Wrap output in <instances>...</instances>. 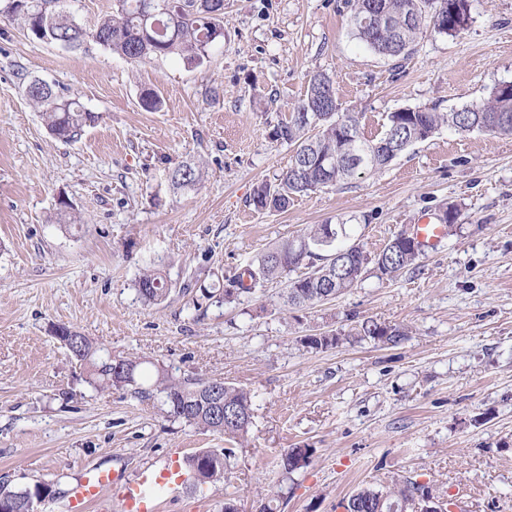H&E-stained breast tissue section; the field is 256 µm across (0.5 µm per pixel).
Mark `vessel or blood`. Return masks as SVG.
I'll list each match as a JSON object with an SVG mask.
<instances>
[{
	"instance_id": "obj_1",
	"label": "vessel or blood",
	"mask_w": 512,
	"mask_h": 512,
	"mask_svg": "<svg viewBox=\"0 0 512 512\" xmlns=\"http://www.w3.org/2000/svg\"><path fill=\"white\" fill-rule=\"evenodd\" d=\"M414 232L425 249L432 251L446 237L447 227L424 221L415 225ZM185 483V474L170 464L160 469L144 467L134 478L122 482L115 481L111 473L88 469L72 483L68 508L70 512H82L85 505L99 504L103 512H160L162 499L152 495V487L164 488L165 497L174 500L180 496ZM106 486L114 489V503L100 501V492Z\"/></svg>"
}]
</instances>
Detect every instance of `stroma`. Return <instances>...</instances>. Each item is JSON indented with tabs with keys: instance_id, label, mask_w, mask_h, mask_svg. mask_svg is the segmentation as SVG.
<instances>
[{
	"instance_id": "stroma-1",
	"label": "stroma",
	"mask_w": 512,
	"mask_h": 512,
	"mask_svg": "<svg viewBox=\"0 0 512 512\" xmlns=\"http://www.w3.org/2000/svg\"><path fill=\"white\" fill-rule=\"evenodd\" d=\"M350 0H224V34L202 65L139 66L90 42L32 38L0 12V480L51 484L38 512H66L84 467L118 479L201 450L235 451L223 480L187 486L163 512H343L357 488L411 477L461 512H512V135L441 128L388 166L260 212L250 198L293 155L270 131L311 75L334 81L366 138L390 113L458 110L512 81V0H470L460 34L421 33L379 56L353 35ZM40 79L98 113L82 139L44 128L26 87ZM159 93L145 109L142 89ZM202 164L194 188L169 172ZM458 218L437 251L399 276L287 311L281 284L230 302L200 288L237 274L315 224H352L366 251L443 204ZM172 285L147 305L145 268ZM371 318L408 331L396 347L308 350L301 336ZM66 326L115 355L246 389L253 424L228 445L168 417L159 399L100 390L55 337ZM288 448L307 466L280 479Z\"/></svg>"
}]
</instances>
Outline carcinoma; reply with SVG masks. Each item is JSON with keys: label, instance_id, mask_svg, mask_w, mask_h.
<instances>
[{"label": "carcinoma", "instance_id": "1", "mask_svg": "<svg viewBox=\"0 0 512 512\" xmlns=\"http://www.w3.org/2000/svg\"><path fill=\"white\" fill-rule=\"evenodd\" d=\"M31 0H8L7 13L20 18L23 26L36 39L58 44L67 49H78L92 40L127 61L140 64L154 58L175 56L189 65H200L208 57L209 37L224 27V0H160L165 12L159 16L161 32L145 34L149 20L145 19L146 0H112L111 10L96 24L86 28L75 22L65 10V0H36L44 9L40 15L29 5ZM444 0H353L351 24L356 39L375 53L396 57L406 52L423 29L408 27L390 33L361 22L360 16L375 6L399 11L405 4L439 5ZM30 102L40 109L48 131L58 139L78 141L85 129L98 121L97 113L75 99L63 100L50 85L38 87L34 82L26 86ZM333 80L317 73L309 79L308 89L290 117L277 121L272 129L273 139L291 145L295 154L290 167L277 183L263 182L253 191L251 204L258 211H283L296 196L307 195L321 188L346 182L358 174L348 166L346 155L352 150L371 158L370 170L388 166L396 157L389 150L394 145L398 153L410 145L430 138L441 127L459 133L488 132L512 134V87L493 89L489 98L475 104L477 111L468 108L438 112L417 107L409 112H392L382 135L373 140L363 137L358 118L350 112H339ZM335 162V179H330L322 159ZM202 170L197 165L174 168L169 178L176 188H192L200 181ZM422 250L396 235L379 253L371 255L357 242L349 224H317L310 231L289 238L263 253L257 266L247 268L227 280V284L212 289L201 288L207 299L230 301L251 292L263 281H273L288 275L309 261L311 270L287 281L284 303L288 308L313 305L333 300L352 288L368 267L376 266L379 277H397L404 270L416 266ZM136 287L148 304L164 302L171 286L158 272L148 269L138 278ZM55 336L64 344L89 375L90 383L110 389L134 387V393L150 398L158 393L166 406L168 417L194 425L202 430L224 435L230 439L243 438L252 424V401L242 388L193 376L176 377L164 369L151 370L137 358L118 356L107 361L101 349L87 336L67 327L55 329ZM407 336L400 325H386L367 319L360 324L356 335L329 331L308 334L300 338L307 349L334 348L344 342L370 341L377 346L394 347ZM224 403V417L217 416L215 402ZM314 449L289 448L281 455L279 468L287 477L307 465ZM234 452L203 450L184 461V472L195 484L216 482L231 469ZM430 490L428 483L407 479L389 491L371 486L358 488L347 500L348 512H402V505L420 490ZM50 494L42 484L18 487L0 481V502L9 512H33L31 500L40 493Z\"/></svg>", "mask_w": 512, "mask_h": 512}]
</instances>
